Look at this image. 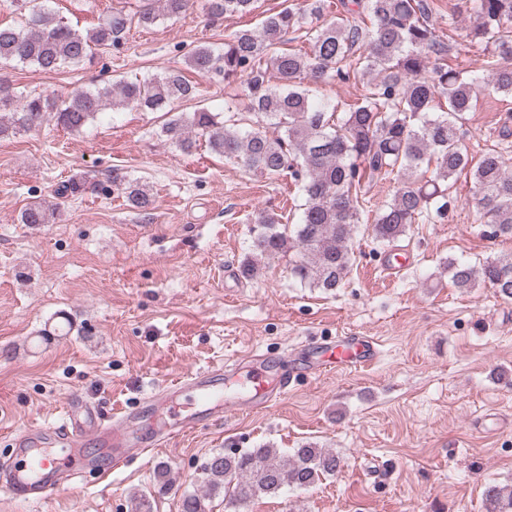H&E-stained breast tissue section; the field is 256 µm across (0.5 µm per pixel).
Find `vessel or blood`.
Returning a JSON list of instances; mask_svg holds the SVG:
<instances>
[{
    "instance_id": "1",
    "label": "vessel or blood",
    "mask_w": 512,
    "mask_h": 512,
    "mask_svg": "<svg viewBox=\"0 0 512 512\" xmlns=\"http://www.w3.org/2000/svg\"><path fill=\"white\" fill-rule=\"evenodd\" d=\"M379 356L380 349L372 337L345 335L302 351L296 361L250 359L243 367L244 382L250 390L248 398L220 395L216 380L224 370L217 367L177 377L172 385L147 397L145 404L156 412L171 414L164 439L184 437L229 411L273 406L287 396L301 373L318 377L335 369L368 367ZM132 417V411L127 409L107 422L94 409L72 403L60 425L34 426L16 439L10 469L0 482L5 483L10 498L17 501L36 503L50 498L69 480L91 471L92 462L83 450L89 436L106 448L108 469H118L141 450L131 427Z\"/></svg>"
}]
</instances>
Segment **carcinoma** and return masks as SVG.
<instances>
[{
    "instance_id": "1",
    "label": "carcinoma",
    "mask_w": 512,
    "mask_h": 512,
    "mask_svg": "<svg viewBox=\"0 0 512 512\" xmlns=\"http://www.w3.org/2000/svg\"><path fill=\"white\" fill-rule=\"evenodd\" d=\"M21 24H0V64H30L46 72L93 62L96 54L121 46L128 30L148 27L160 17H178L189 0H140L129 14L114 9L95 27L80 31L48 12L42 0H15ZM255 0H205L214 19L243 16ZM333 20L324 19L325 0H302L265 17L256 29H239L224 46L196 45L185 54L189 70L241 81L250 115L242 130L217 120L205 108L191 112L179 104L195 98L196 87L180 68L147 79L106 83L96 91L76 90L67 99L26 91L0 79V138L37 130L53 119L75 131L106 106L164 112L161 135L184 153L203 140L223 156L268 179L284 173L298 187L304 203L293 231L282 216L260 210L253 217L250 252L241 275L254 278L259 261L297 249L291 275L304 286L332 293L343 286L355 262L351 247L361 223L367 187L390 176L392 197L377 208L370 225L373 240L388 245L414 224H433L448 212V186L467 172L483 223L493 236L512 238V173L502 156L484 152L469 157L462 143L463 125L476 105L481 81L448 64V45L430 24L429 0H338ZM475 22L471 42L493 46L487 85L512 95V0H466ZM299 33L308 49L285 47L288 33ZM350 81L369 77L366 93L340 111L315 97L311 86L326 77ZM274 127L271 136L267 128ZM112 186L131 209L154 205L149 186L112 169ZM73 181L55 191L58 202H34L21 212L30 226L51 224L59 200L80 190ZM448 277L460 290L478 284L512 300V254L475 266L448 260ZM341 470L329 448L305 443L282 454L270 446L216 453L202 472L209 492L224 491L227 512L282 488H308ZM484 512H512V488L488 484ZM181 512H206L202 496L183 494Z\"/></svg>"
}]
</instances>
